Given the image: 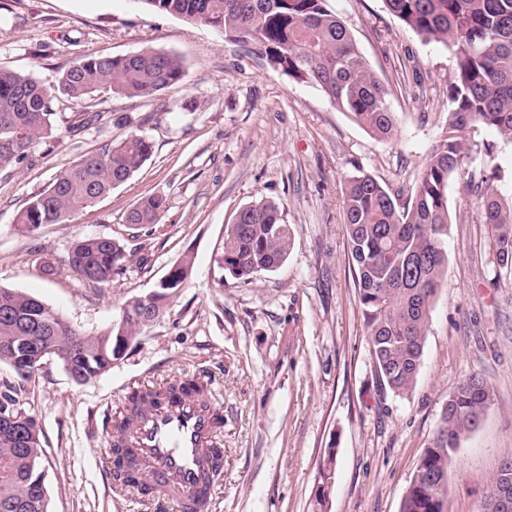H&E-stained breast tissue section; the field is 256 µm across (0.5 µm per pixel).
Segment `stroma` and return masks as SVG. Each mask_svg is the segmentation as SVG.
Masks as SVG:
<instances>
[{
  "instance_id": "35a3bbf8",
  "label": "stroma",
  "mask_w": 512,
  "mask_h": 512,
  "mask_svg": "<svg viewBox=\"0 0 512 512\" xmlns=\"http://www.w3.org/2000/svg\"><path fill=\"white\" fill-rule=\"evenodd\" d=\"M327 6L389 89L392 139H377L318 88L270 68L220 29L144 0H0V69L45 85L101 55L152 48L184 63L180 82L153 95L54 99L51 135L14 172L0 173V286L42 300L84 333L110 327L176 261L193 260L163 318L92 383L75 384L54 359L25 379L0 364V381L16 385L41 426L49 512H177L117 485L105 457L131 391L185 375L207 383L224 410V471L207 512H400L442 408L472 374L495 396L448 471L449 512H480L512 452V278L495 275L466 180L448 184L447 285L407 396L376 377L342 224L344 185L356 170L395 190L414 187L447 118L453 55L383 0ZM87 112L97 121L73 133ZM132 133L146 136L152 153L131 179L64 223L18 229L17 212L57 172ZM152 194L167 199L160 223H126ZM260 198L280 204L293 246L280 268L243 284L220 265L224 230ZM88 236L118 240L131 254L109 284L89 285L68 265L72 243ZM331 449L336 465L322 503Z\"/></svg>"
}]
</instances>
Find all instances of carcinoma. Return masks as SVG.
Segmentation results:
<instances>
[{
	"instance_id": "cac0c4a2",
	"label": "carcinoma",
	"mask_w": 512,
	"mask_h": 512,
	"mask_svg": "<svg viewBox=\"0 0 512 512\" xmlns=\"http://www.w3.org/2000/svg\"><path fill=\"white\" fill-rule=\"evenodd\" d=\"M150 6L224 31V38L251 47L275 70L321 89L339 110L380 139L397 132L387 106L388 89L369 66L349 30L326 0H143ZM387 10L418 36L448 47L454 67L448 83L450 109L426 154L420 179L394 192L369 174L351 176L344 189L343 224L354 287L369 330L380 384L403 396L416 386L435 299L445 284L448 254L443 236L450 224L448 184L481 143L475 131L493 128L512 142V0H384ZM182 60L174 53L143 49L125 56H100L64 71L46 87L29 74L0 71V172L29 158L39 139L51 134L53 93L84 99L101 91L147 96L179 82ZM150 141L132 133L59 171L17 215L20 229L62 223L127 182L151 154ZM480 221L491 227L499 272L512 275V185L493 164L480 178L468 175ZM166 199L150 195L130 209L129 224H158ZM292 247L283 210L260 199L240 209L226 226L220 262L243 283L273 271ZM123 245L107 237L75 242L69 267L84 281L105 284L124 271ZM183 276L156 285L154 317L160 320L193 267L179 260ZM148 330L138 307L122 310L116 323L88 335L43 301L0 287V363L18 375L32 374L47 351L70 378L85 385L112 368ZM494 392L478 374L448 397L441 424L426 448L400 512H449L448 477L460 439L477 428ZM12 387L0 391V406H14L15 423L0 422V512H47L48 499L35 493L44 470L41 432L22 433Z\"/></svg>"
}]
</instances>
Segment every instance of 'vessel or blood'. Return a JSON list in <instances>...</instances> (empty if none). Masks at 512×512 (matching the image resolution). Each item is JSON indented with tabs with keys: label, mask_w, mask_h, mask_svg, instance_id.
I'll use <instances>...</instances> for the list:
<instances>
[{
	"label": "vessel or blood",
	"mask_w": 512,
	"mask_h": 512,
	"mask_svg": "<svg viewBox=\"0 0 512 512\" xmlns=\"http://www.w3.org/2000/svg\"><path fill=\"white\" fill-rule=\"evenodd\" d=\"M219 417L212 401L195 392L147 406L111 435L123 451L108 464L141 473L134 485L141 495L162 494L178 512H205L213 478L224 468Z\"/></svg>",
	"instance_id": "obj_1"
}]
</instances>
